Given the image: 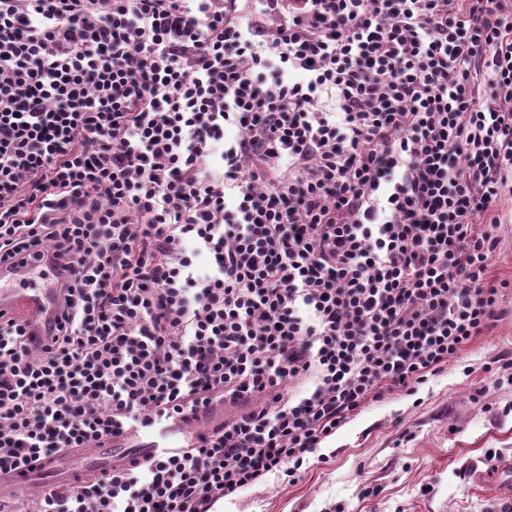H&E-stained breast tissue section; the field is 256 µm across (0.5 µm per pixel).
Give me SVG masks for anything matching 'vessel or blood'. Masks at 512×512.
<instances>
[{
  "label": "vessel or blood",
  "instance_id": "1",
  "mask_svg": "<svg viewBox=\"0 0 512 512\" xmlns=\"http://www.w3.org/2000/svg\"><path fill=\"white\" fill-rule=\"evenodd\" d=\"M36 268L35 260L24 254L0 261V317L22 318L28 338L43 342L49 338L60 315L59 291L40 287L33 278ZM194 443L185 421L180 419L163 421L149 429L134 426L86 449L81 472L61 465L58 457L52 456L1 476L0 496L42 481L72 487L80 476H98L116 467L130 466L136 460L179 455ZM473 477L481 483H492L497 494L512 497L511 462L475 471Z\"/></svg>",
  "mask_w": 512,
  "mask_h": 512
}]
</instances>
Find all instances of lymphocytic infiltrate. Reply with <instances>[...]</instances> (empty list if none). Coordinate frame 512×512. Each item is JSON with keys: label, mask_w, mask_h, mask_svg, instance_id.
Instances as JSON below:
<instances>
[{"label": "lymphocytic infiltrate", "mask_w": 512, "mask_h": 512, "mask_svg": "<svg viewBox=\"0 0 512 512\" xmlns=\"http://www.w3.org/2000/svg\"><path fill=\"white\" fill-rule=\"evenodd\" d=\"M246 2L0 0V259L66 270L0 321V474L236 410L38 512H213L500 317L512 0ZM36 263L55 266L49 258L35 261L27 254L0 261V316L21 317L28 338L45 342L60 315V288H41L37 284L33 278L36 269L50 279L51 274Z\"/></svg>", "instance_id": "f902f5d3"}]
</instances>
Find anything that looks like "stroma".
Returning a JSON list of instances; mask_svg holds the SVG:
<instances>
[{
  "instance_id": "stroma-1",
  "label": "stroma",
  "mask_w": 512,
  "mask_h": 512,
  "mask_svg": "<svg viewBox=\"0 0 512 512\" xmlns=\"http://www.w3.org/2000/svg\"><path fill=\"white\" fill-rule=\"evenodd\" d=\"M492 261L508 281L504 314L415 394L366 405L322 443L299 477H269L226 498L221 512H504L511 504L475 469L512 460V223Z\"/></svg>"
}]
</instances>
